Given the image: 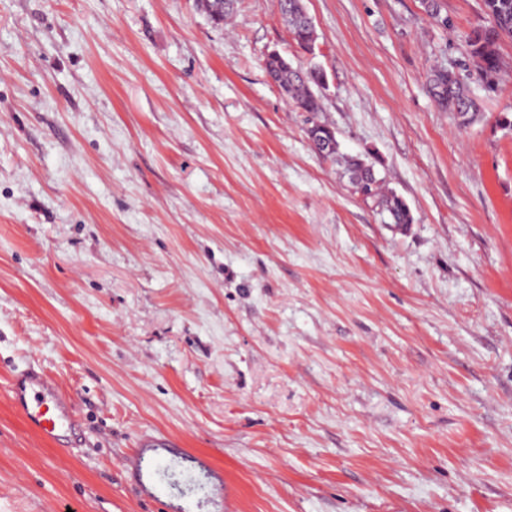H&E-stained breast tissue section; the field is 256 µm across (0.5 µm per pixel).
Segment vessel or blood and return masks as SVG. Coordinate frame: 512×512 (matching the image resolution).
I'll list each match as a JSON object with an SVG mask.
<instances>
[{
  "instance_id": "obj_1",
  "label": "vessel or blood",
  "mask_w": 512,
  "mask_h": 512,
  "mask_svg": "<svg viewBox=\"0 0 512 512\" xmlns=\"http://www.w3.org/2000/svg\"><path fill=\"white\" fill-rule=\"evenodd\" d=\"M8 392L25 427L40 440L55 445L75 433L76 407L44 371L30 367L13 375ZM168 453L164 440L143 439L137 450L125 458L123 468L132 475L138 492L158 503L162 512H190L188 496L171 488L163 463Z\"/></svg>"
}]
</instances>
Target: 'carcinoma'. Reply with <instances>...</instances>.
Returning a JSON list of instances; mask_svg holds the SVG:
<instances>
[{
  "instance_id": "1",
  "label": "carcinoma",
  "mask_w": 512,
  "mask_h": 512,
  "mask_svg": "<svg viewBox=\"0 0 512 512\" xmlns=\"http://www.w3.org/2000/svg\"><path fill=\"white\" fill-rule=\"evenodd\" d=\"M234 0H202V6L210 19L222 25L233 9ZM485 13L496 18L499 29L486 25L471 31L465 38L469 56L476 62V76L489 91L498 85L503 60L499 45L503 38H512V0H484ZM280 15L297 46L308 51L316 42V30L311 18L298 0H277ZM264 69L288 101L300 112L314 120L324 111L319 84L325 72L318 65L293 66L278 57L264 61ZM430 93L442 110L452 112L458 126L468 127L480 115V106L473 97L468 84L454 71L434 66L428 73ZM345 175L349 187L356 195L365 194L381 213L387 215L391 224H411L413 217L406 201L392 191L382 189L384 178L380 173L372 174L361 163V157L344 158Z\"/></svg>"
}]
</instances>
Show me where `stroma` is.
I'll list each match as a JSON object with an SVG mask.
<instances>
[{
	"instance_id": "35a3bbf8",
	"label": "stroma",
	"mask_w": 512,
	"mask_h": 512,
	"mask_svg": "<svg viewBox=\"0 0 512 512\" xmlns=\"http://www.w3.org/2000/svg\"><path fill=\"white\" fill-rule=\"evenodd\" d=\"M0 0V512H160L122 469L148 435L235 512H512V39L482 116L483 0ZM327 73L321 118L414 218L386 224L267 77ZM76 400L66 449L13 409L27 365ZM280 15L288 27L292 40L304 52L316 42V30L311 18L298 0H277ZM428 83L437 105L446 112H453L459 127H468L477 121L480 106L468 84L453 70L439 66L431 67Z\"/></svg>"
}]
</instances>
